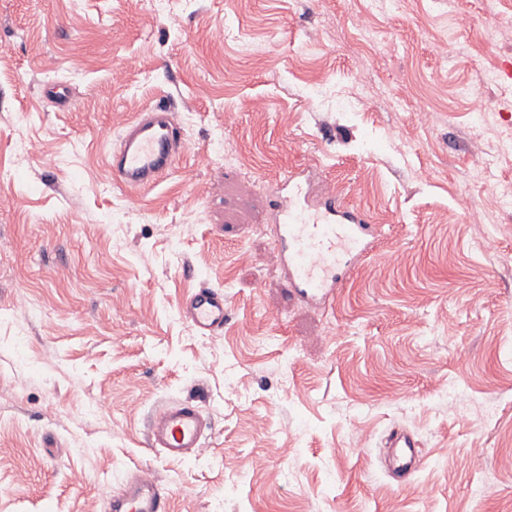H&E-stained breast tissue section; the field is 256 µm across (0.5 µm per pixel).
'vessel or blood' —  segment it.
Masks as SVG:
<instances>
[{
	"label": "vessel or blood",
	"mask_w": 512,
	"mask_h": 512,
	"mask_svg": "<svg viewBox=\"0 0 512 512\" xmlns=\"http://www.w3.org/2000/svg\"><path fill=\"white\" fill-rule=\"evenodd\" d=\"M108 166L121 186L142 191L154 186L176 164L184 142L175 108L158 105L123 125ZM274 244L288 288L307 303L334 304L351 271L373 253L374 225L364 213L346 205L319 170L285 174L272 187ZM182 317L199 335L224 327V293L209 285L196 288L180 304ZM210 431L200 404L193 399L155 410L148 422V443L172 460L196 457ZM389 467L399 483H407L419 467V441L396 428L388 436ZM167 493L148 471L129 473L113 494L111 512H166Z\"/></svg>",
	"instance_id": "obj_1"
}]
</instances>
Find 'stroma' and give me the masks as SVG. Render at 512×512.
Instances as JSON below:
<instances>
[{
	"label": "stroma",
	"mask_w": 512,
	"mask_h": 512,
	"mask_svg": "<svg viewBox=\"0 0 512 512\" xmlns=\"http://www.w3.org/2000/svg\"><path fill=\"white\" fill-rule=\"evenodd\" d=\"M0 52V512H109L139 468L168 512H512V0H0ZM168 102L175 168L119 187L121 119ZM312 161L380 233L325 312L269 234ZM184 399L212 431L171 461ZM182 317L201 336H211L224 329V292L200 285L180 304ZM210 423L194 399L155 410L148 422L150 448L159 449L171 460L196 457L208 438ZM389 467L401 485L406 484L419 467L420 442L403 428H394L388 436Z\"/></svg>",
	"instance_id": "obj_1"
}]
</instances>
